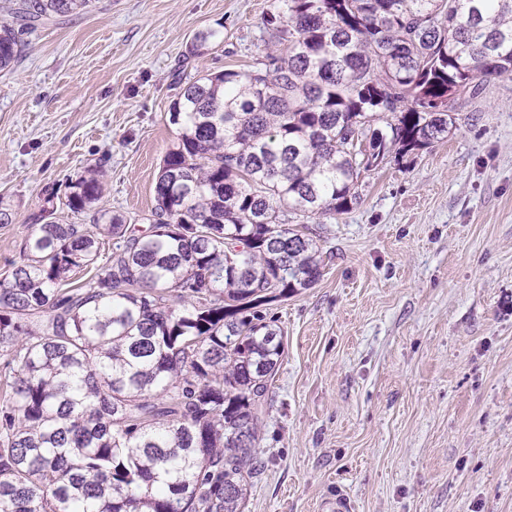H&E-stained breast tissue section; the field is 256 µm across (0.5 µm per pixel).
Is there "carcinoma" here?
I'll list each match as a JSON object with an SVG mask.
<instances>
[{
	"mask_svg": "<svg viewBox=\"0 0 512 512\" xmlns=\"http://www.w3.org/2000/svg\"><path fill=\"white\" fill-rule=\"evenodd\" d=\"M90 6L9 0L0 71ZM264 26L252 69L173 100L147 226L95 208L100 166L67 184L90 223L58 222L55 191L29 215L0 281V512H243L284 353L264 306L322 274L307 224L358 203L390 146L450 133L449 96L512 76V0H279Z\"/></svg>",
	"mask_w": 512,
	"mask_h": 512,
	"instance_id": "carcinoma-1",
	"label": "carcinoma"
}]
</instances>
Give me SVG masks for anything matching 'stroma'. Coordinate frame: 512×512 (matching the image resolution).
Returning <instances> with one entry per match:
<instances>
[{"instance_id": "stroma-1", "label": "stroma", "mask_w": 512, "mask_h": 512, "mask_svg": "<svg viewBox=\"0 0 512 512\" xmlns=\"http://www.w3.org/2000/svg\"><path fill=\"white\" fill-rule=\"evenodd\" d=\"M274 0H95L24 35L0 73V279L49 187L102 165L101 209L154 205L169 108L207 71L273 50ZM208 40L200 52L198 34ZM359 202L312 225L329 262L271 303L284 353L265 466L244 512H512V80L463 103L447 137L389 152Z\"/></svg>"}]
</instances>
